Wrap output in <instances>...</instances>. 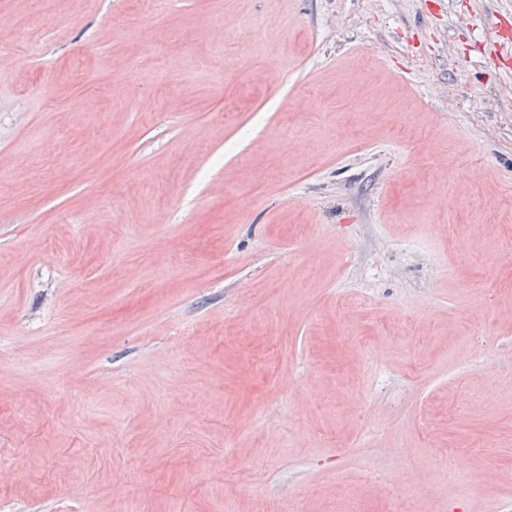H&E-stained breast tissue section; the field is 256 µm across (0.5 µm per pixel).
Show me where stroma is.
<instances>
[{"mask_svg": "<svg viewBox=\"0 0 512 512\" xmlns=\"http://www.w3.org/2000/svg\"><path fill=\"white\" fill-rule=\"evenodd\" d=\"M0 15V512H512V0Z\"/></svg>", "mask_w": 512, "mask_h": 512, "instance_id": "35a3bbf8", "label": "stroma"}]
</instances>
